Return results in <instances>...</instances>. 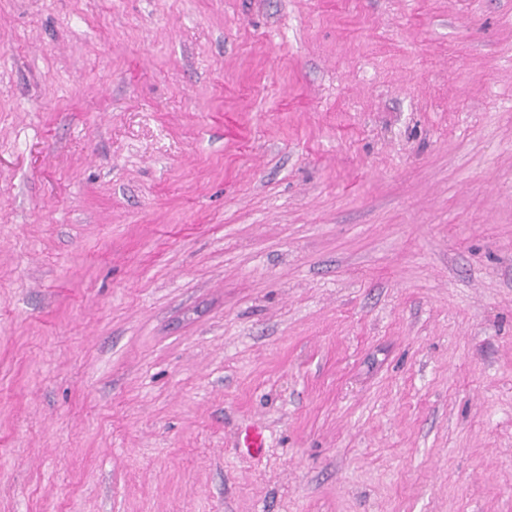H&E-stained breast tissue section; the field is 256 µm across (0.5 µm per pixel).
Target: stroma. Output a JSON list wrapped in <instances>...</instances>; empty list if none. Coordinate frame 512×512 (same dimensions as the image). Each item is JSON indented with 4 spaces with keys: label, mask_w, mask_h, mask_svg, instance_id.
<instances>
[{
    "label": "stroma",
    "mask_w": 512,
    "mask_h": 512,
    "mask_svg": "<svg viewBox=\"0 0 512 512\" xmlns=\"http://www.w3.org/2000/svg\"><path fill=\"white\" fill-rule=\"evenodd\" d=\"M0 512H512V0H0Z\"/></svg>",
    "instance_id": "1"
}]
</instances>
